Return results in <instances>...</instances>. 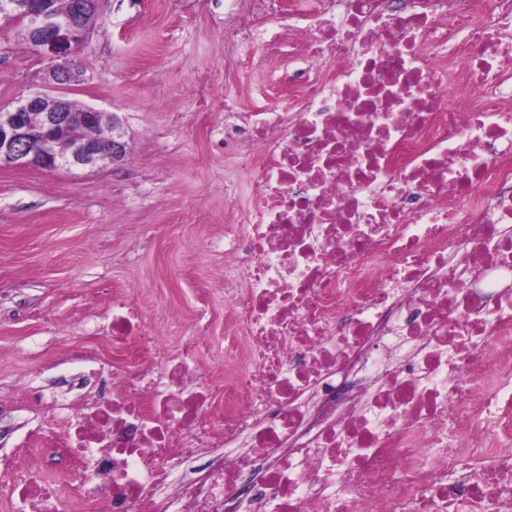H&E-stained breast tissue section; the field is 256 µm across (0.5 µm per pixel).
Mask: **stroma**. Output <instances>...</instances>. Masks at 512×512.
<instances>
[{
  "instance_id": "1",
  "label": "stroma",
  "mask_w": 512,
  "mask_h": 512,
  "mask_svg": "<svg viewBox=\"0 0 512 512\" xmlns=\"http://www.w3.org/2000/svg\"><path fill=\"white\" fill-rule=\"evenodd\" d=\"M21 23L0 27V107L48 91L44 62ZM236 30L222 0H98L73 57L80 105L122 119L130 150L94 171L0 168V460L62 478L35 431L70 374L61 351L82 345L109 361L108 299H128L172 348L206 320L201 375L224 376V197L246 206L252 172L224 140L232 81L242 110L268 81L264 49L224 54Z\"/></svg>"
}]
</instances>
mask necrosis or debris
I'll return each mask as SVG.
<instances>
[{
    "mask_svg": "<svg viewBox=\"0 0 512 512\" xmlns=\"http://www.w3.org/2000/svg\"><path fill=\"white\" fill-rule=\"evenodd\" d=\"M231 57L288 60L238 113L224 378L112 305L97 397L53 412L65 487L23 512H512V0H250ZM278 20V31L267 23Z\"/></svg>",
    "mask_w": 512,
    "mask_h": 512,
    "instance_id": "necrosis-or-debris-1",
    "label": "necrosis or debris"
}]
</instances>
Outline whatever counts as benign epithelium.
<instances>
[{"instance_id":"obj_1","label":"benign epithelium","mask_w":512,"mask_h":512,"mask_svg":"<svg viewBox=\"0 0 512 512\" xmlns=\"http://www.w3.org/2000/svg\"><path fill=\"white\" fill-rule=\"evenodd\" d=\"M54 3L55 0H27L24 11L20 12L13 6V0H0V21L27 19L25 37L46 62L49 79L57 85H72L81 80L82 74L68 67V61L94 25L97 0H79L64 17L58 16ZM66 108L64 97L43 93L28 96L11 110L0 108V163L55 170L97 168L124 160L128 142L120 118L94 108L87 109V117L106 125L111 152H102L100 142L93 139L84 141L67 154L59 153L49 142L40 153L30 151L27 143L38 134L29 121L30 115L34 112L41 115L42 126L53 129L64 122Z\"/></svg>"}]
</instances>
